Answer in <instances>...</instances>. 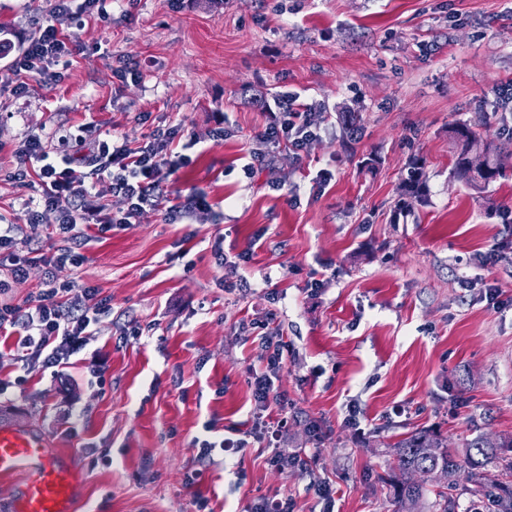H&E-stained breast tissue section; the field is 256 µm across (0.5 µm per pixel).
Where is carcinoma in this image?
Here are the masks:
<instances>
[{"instance_id": "1", "label": "carcinoma", "mask_w": 512, "mask_h": 512, "mask_svg": "<svg viewBox=\"0 0 512 512\" xmlns=\"http://www.w3.org/2000/svg\"><path fill=\"white\" fill-rule=\"evenodd\" d=\"M453 133L456 151L452 173L457 180L481 190L504 176L506 163L493 142L479 137L466 123L457 124ZM498 448L512 449V437L493 442L477 435L458 454L449 450L438 435L426 430L415 431L398 443L388 484L406 512H448V507L438 508L428 500L431 474H441L449 490L460 484L463 475L473 481L476 470L492 458L498 459L502 469L511 474L512 458L497 457ZM471 493L495 503L497 512H512V486L507 483L479 484Z\"/></svg>"}]
</instances>
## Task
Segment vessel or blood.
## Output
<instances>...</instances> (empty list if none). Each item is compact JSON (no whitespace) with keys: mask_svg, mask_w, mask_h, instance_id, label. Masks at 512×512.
<instances>
[{"mask_svg":"<svg viewBox=\"0 0 512 512\" xmlns=\"http://www.w3.org/2000/svg\"><path fill=\"white\" fill-rule=\"evenodd\" d=\"M73 452L52 451L41 434L0 425V478L25 473L13 512H73L81 476Z\"/></svg>","mask_w":512,"mask_h":512,"instance_id":"b4317fda","label":"vessel or blood"}]
</instances>
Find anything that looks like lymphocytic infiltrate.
<instances>
[{
	"mask_svg": "<svg viewBox=\"0 0 512 512\" xmlns=\"http://www.w3.org/2000/svg\"><path fill=\"white\" fill-rule=\"evenodd\" d=\"M107 0H51V23L42 25L28 39L23 50L13 59L6 84L13 93H24L29 81L43 84L56 81L58 70L67 66L77 51L76 40L53 23L54 17L77 12L86 16L104 14ZM271 121L256 137L257 147L250 153L251 161L243 167L252 173L255 161L265 150L288 146L295 156L307 153L323 130L320 110L302 102L299 94L286 92L274 101ZM223 128L210 129L202 135L185 129L183 124H169L143 135L138 142L101 140L82 157L81 165L63 156L50 159L42 138L30 135L22 139L14 151L20 165L17 179H26V163L41 164L37 174L35 196L24 203L26 222L30 229L50 227L48 251L42 259L47 266L81 267L86 260L81 248L83 228L96 211L93 198L111 193L121 198L124 206L100 218V231H109L137 223L148 210L164 209L168 221L184 217L206 220L212 206L206 195L191 193L170 195L165 183L176 171L189 164L188 156H174L173 146L185 140L189 145L202 143L205 136L219 137ZM68 196L69 207L58 205L61 196ZM111 309L108 300L99 296L97 288L48 280L45 288L30 298L25 306L0 307V329L12 328L16 341L15 361L25 370H51L53 377L63 379L73 355L79 353L91 335L98 316ZM274 312L255 318L253 327L261 331L260 345L264 352L263 371H248L246 383L255 400L254 437L270 450V461L279 469L302 468L304 456L287 452L279 446L287 419H272L271 410H285L288 399L274 391L273 380L283 368V352L287 347L278 329L273 328Z\"/></svg>",
	"mask_w": 512,
	"mask_h": 512,
	"instance_id": "obj_1",
	"label": "lymphocytic infiltrate"
}]
</instances>
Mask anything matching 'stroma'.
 Instances as JSON below:
<instances>
[{
  "label": "stroma",
  "mask_w": 512,
  "mask_h": 512,
  "mask_svg": "<svg viewBox=\"0 0 512 512\" xmlns=\"http://www.w3.org/2000/svg\"><path fill=\"white\" fill-rule=\"evenodd\" d=\"M107 13L50 18L48 0H0V29L22 44L46 20L80 51L57 82L0 91V222L31 263L0 305H24L47 271L25 222L29 190L13 150L35 134L56 147L71 134L92 147L170 123L203 131L223 113L226 136L187 149L172 190L206 194L213 215L87 231L83 266L57 279L99 288L112 304L68 370L24 372L0 333V424L31 429L51 449H81L76 512H243L289 499L293 512H398L386 479L397 443L424 429L463 448L512 436V0H109ZM135 67L139 82L115 70ZM299 93L325 122L307 157L279 148L243 167L268 112L248 99ZM358 115L350 136L342 111ZM469 124L508 160L484 194L452 174L451 127ZM418 196L403 194L413 159ZM332 180L313 190L319 171ZM284 181L273 189L272 177ZM254 247L233 290L211 252ZM495 255L480 267L474 257ZM324 283L307 291L310 279ZM475 279L472 288L462 287ZM501 288L503 307L485 296ZM272 310L288 345L274 387L288 396V447L306 469L281 471L257 442L232 451L252 425L244 373L262 367L250 324ZM143 335L121 337L124 324ZM73 416L63 420L60 411ZM324 437L312 445L310 424ZM215 442L200 460L195 440ZM200 473L197 488L187 478ZM329 485L333 506L315 491Z\"/></svg>",
  "instance_id": "1"
}]
</instances>
